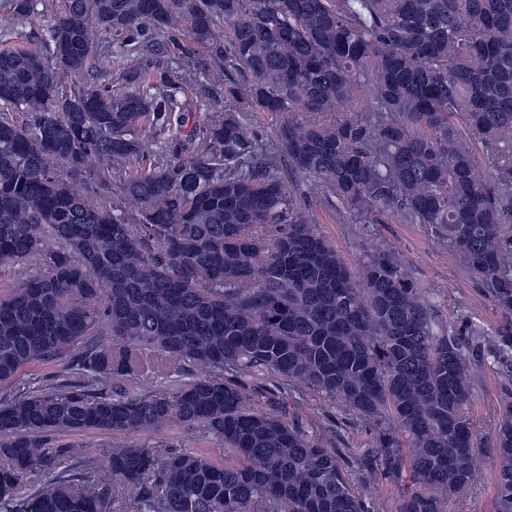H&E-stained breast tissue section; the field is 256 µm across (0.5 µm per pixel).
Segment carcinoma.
<instances>
[{
	"label": "carcinoma",
	"mask_w": 512,
	"mask_h": 512,
	"mask_svg": "<svg viewBox=\"0 0 512 512\" xmlns=\"http://www.w3.org/2000/svg\"><path fill=\"white\" fill-rule=\"evenodd\" d=\"M8 9L44 35L0 49V382L55 371L0 400V512H368L378 471L394 512H447L478 471L474 367L512 366V331L476 360L483 334L437 321L396 256L353 279L280 163L360 221L431 226L511 312L512 0ZM256 112L277 117L268 140ZM185 364L189 380L137 391ZM260 369L375 423L377 453L353 465L283 403L251 405L238 377ZM170 425L222 438L224 460L64 441ZM495 451L497 512H512L511 403ZM52 373L51 365L25 368V372L19 375L16 381L0 384V399L11 398L23 386H28V383L31 384V387L49 383Z\"/></svg>",
	"instance_id": "obj_1"
}]
</instances>
